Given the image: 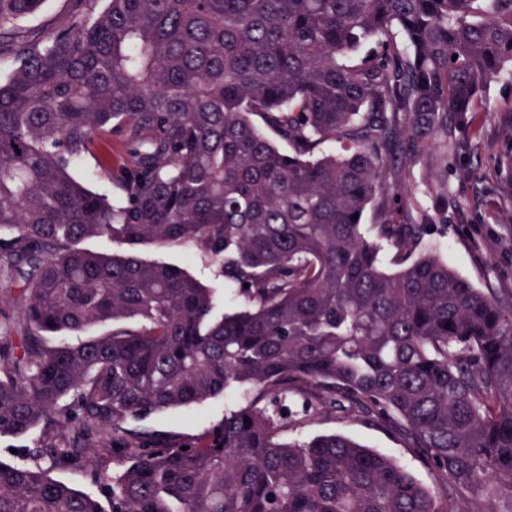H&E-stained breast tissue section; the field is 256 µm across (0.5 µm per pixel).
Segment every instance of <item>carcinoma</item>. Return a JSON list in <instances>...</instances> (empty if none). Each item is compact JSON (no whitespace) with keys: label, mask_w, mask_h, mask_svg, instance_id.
<instances>
[{"label":"carcinoma","mask_w":512,"mask_h":512,"mask_svg":"<svg viewBox=\"0 0 512 512\" xmlns=\"http://www.w3.org/2000/svg\"><path fill=\"white\" fill-rule=\"evenodd\" d=\"M43 2L0 0V437L54 436L0 461V512H105L50 476L103 441L111 512H512V308L427 248L391 180L512 81V0H99L30 39ZM112 135L113 201L70 173ZM96 237L191 243L256 305L217 317L186 271L78 247ZM233 391L250 403L192 440L129 428ZM290 394L386 424L437 491L346 436L285 440Z\"/></svg>","instance_id":"cac0c4a2"}]
</instances>
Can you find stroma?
Instances as JSON below:
<instances>
[{
	"mask_svg": "<svg viewBox=\"0 0 512 512\" xmlns=\"http://www.w3.org/2000/svg\"><path fill=\"white\" fill-rule=\"evenodd\" d=\"M90 0H46L42 11L24 21L25 32L43 36L66 27L79 12L88 10ZM512 128V83L491 84L479 102L474 134L462 148L461 163L446 171L432 160L400 172L401 184L417 195L423 209L432 215L428 245L449 267L475 287L491 295L503 307L512 308V171L497 168L496 158L512 153V142L504 133ZM126 161L119 137L105 140L101 159H84L72 168L73 176L94 191L108 196L117 189L113 176ZM436 180L448 184V208L436 209L427 185ZM145 258L187 269L214 291L216 314L243 310L244 302L236 286L218 277L214 266L205 262L194 245L158 247L142 245ZM241 395L219 396L203 405L166 410L135 421V428L165 440L188 441L224 419L228 409L244 404ZM342 434L380 451L402 463L425 487H433L434 477L420 458L387 429L343 415L312 413L301 419L290 440L303 441L316 435Z\"/></svg>",
	"mask_w": 512,
	"mask_h": 512,
	"instance_id": "obj_1",
	"label": "stroma"
}]
</instances>
